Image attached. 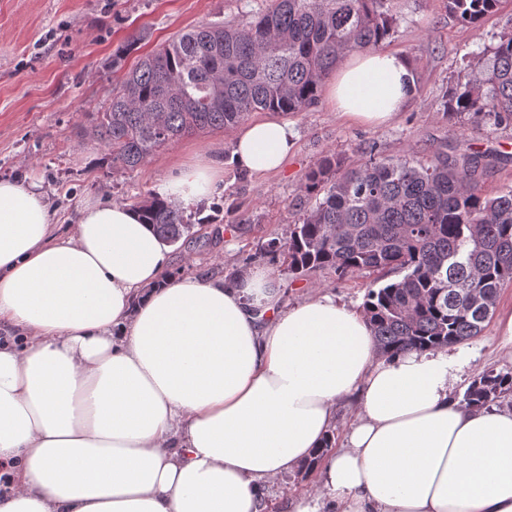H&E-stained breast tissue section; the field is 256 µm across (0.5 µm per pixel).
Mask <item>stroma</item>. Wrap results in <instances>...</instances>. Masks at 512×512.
Returning <instances> with one entry per match:
<instances>
[{"label":"stroma","mask_w":512,"mask_h":512,"mask_svg":"<svg viewBox=\"0 0 512 512\" xmlns=\"http://www.w3.org/2000/svg\"><path fill=\"white\" fill-rule=\"evenodd\" d=\"M269 0H0V177L41 181L58 230L69 233L88 201L132 204L159 191L171 166L207 147L229 152L234 130L199 132L159 149L132 170L112 167L88 129L103 111L123 71L175 35L207 21L245 25ZM396 24L383 50L407 56L419 90L388 125L346 121L326 100L304 112L285 114L296 134L294 154L278 172L255 177L225 165L224 179L195 204L191 242L171 247L172 276L231 277L246 268H266L277 277L284 307L329 294L362 307L372 274L337 279L329 271L291 278L281 261L261 254L270 239L286 238L302 214L297 200L305 174L328 153L346 164L368 158L429 159L443 140L464 139L476 150L508 155L486 178L485 190L512 185V126L450 124L440 97L464 78L501 33L512 31V0L474 26L449 13L447 0H395ZM136 50L120 71L112 54L131 37ZM512 311V286L503 288L483 332L464 343L470 356L466 380L486 371L512 374V355L501 350L496 318ZM316 474L302 467L270 485L265 512H284L291 496L315 490Z\"/></svg>","instance_id":"obj_1"}]
</instances>
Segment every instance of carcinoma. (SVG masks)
Instances as JSON below:
<instances>
[{
	"mask_svg": "<svg viewBox=\"0 0 512 512\" xmlns=\"http://www.w3.org/2000/svg\"><path fill=\"white\" fill-rule=\"evenodd\" d=\"M498 2L448 0V11L473 24ZM395 21L393 0H271L244 26L203 23L123 75L93 134L112 165L133 169L186 135L231 129L252 111H304L348 52L378 48ZM441 106L455 125L512 123V32L466 82L445 90ZM492 161L446 141L426 161L371 157L346 166L327 154L302 186L315 203L264 255L283 257L294 278L397 275L376 278L363 304L383 355L464 343L482 333L512 284V186L485 193ZM134 207L167 243L190 239V218L168 198L152 192ZM511 394L512 374L488 371L462 402L479 408Z\"/></svg>",
	"mask_w": 512,
	"mask_h": 512,
	"instance_id": "obj_1",
	"label": "carcinoma"
}]
</instances>
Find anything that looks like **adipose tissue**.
<instances>
[{"label":"adipose tissue","mask_w":512,"mask_h":512,"mask_svg":"<svg viewBox=\"0 0 512 512\" xmlns=\"http://www.w3.org/2000/svg\"><path fill=\"white\" fill-rule=\"evenodd\" d=\"M407 58L353 51L335 112L383 125L408 102ZM287 122L242 125L240 170L283 167ZM224 164L203 152L162 188L190 204ZM170 249L130 205L85 203L55 232L41 183L0 179V512H262L314 463L287 512H512V410L452 395L459 351L378 355L361 311L280 305L272 271L168 277ZM357 417L326 451L336 407ZM316 474L303 466L270 485L265 492L264 512H284L285 503L291 496L315 491Z\"/></svg>","instance_id":"ef3b65f1"}]
</instances>
